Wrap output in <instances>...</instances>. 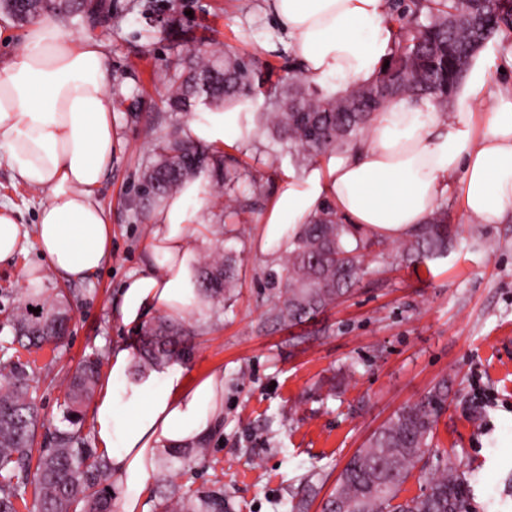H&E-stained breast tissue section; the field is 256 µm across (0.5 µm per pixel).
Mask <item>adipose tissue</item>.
Segmentation results:
<instances>
[{
  "label": "adipose tissue",
  "mask_w": 512,
  "mask_h": 512,
  "mask_svg": "<svg viewBox=\"0 0 512 512\" xmlns=\"http://www.w3.org/2000/svg\"><path fill=\"white\" fill-rule=\"evenodd\" d=\"M266 8L304 74L336 94L369 81L392 46L391 0H266ZM488 79L483 59L475 58L455 112L442 115L426 100H394L351 151L288 175L259 218V251L269 252L327 205L376 236L405 239L432 215L452 178L466 216L503 223L512 212V96L484 105L473 124ZM184 134L216 150L248 143L250 105L199 113ZM113 153L102 46L73 39L46 19L31 24L22 48L0 62V158L47 197L34 232L40 260L25 269L28 285H39L45 267L76 282L108 261L109 222L95 192ZM207 195L200 176L152 210L142 266L119 290L124 326H142L153 311L184 319L207 310L199 277L210 243ZM132 362L125 344L111 345L92 406L109 480L120 490L119 512H143L161 456L206 443L224 421L223 370L189 382L178 363L135 375Z\"/></svg>",
  "instance_id": "obj_1"
}]
</instances>
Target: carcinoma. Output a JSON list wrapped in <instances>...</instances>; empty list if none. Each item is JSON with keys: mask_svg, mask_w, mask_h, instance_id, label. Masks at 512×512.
<instances>
[{"mask_svg": "<svg viewBox=\"0 0 512 512\" xmlns=\"http://www.w3.org/2000/svg\"><path fill=\"white\" fill-rule=\"evenodd\" d=\"M0 9L24 25L46 16L76 15L89 24L112 19L111 0H29L17 5L0 0ZM391 19L397 24L387 59L374 77L342 95L312 91L297 60H288L287 75L274 88L269 73L235 52L202 58L189 55L167 79L172 86L169 107L191 111L200 100L222 104L268 95V123L279 143L302 165L339 151L363 137L388 103L400 97L427 99L445 110L463 83L472 58L497 33L512 32V0H393ZM153 161L145 168L161 183V191L141 182V199L156 201L180 187L188 176L207 174L224 183L233 196L246 181L224 154L189 141L174 128L156 136ZM453 240L447 211H435L401 245L405 261L448 253ZM377 245L382 241L373 242ZM334 208H322L288 240L283 266L282 300L270 311L276 322L299 325L350 292L363 273V251L371 244ZM238 272L230 257L204 263L201 288L213 304L226 307L234 298ZM24 304L5 314L12 335L0 338V512H113L105 452L93 446L85 428L86 413L103 380L104 355L95 350L80 360L69 376L62 413L68 428L55 430L51 446L38 444L40 422L33 392L40 382L35 362L22 360L20 350L59 347L70 320L63 302L46 303L27 289ZM40 309L34 313L28 307ZM194 331L166 317L145 328L138 368L159 367L190 355ZM448 402L441 382L424 398L396 411L350 458L323 512H463L469 483L447 464L431 476L421 472V494L399 500L402 486L431 448L438 417ZM205 445L166 454V463L198 464ZM224 487L161 492L151 500L152 512H225Z\"/></svg>", "mask_w": 512, "mask_h": 512, "instance_id": "carcinoma-1", "label": "carcinoma"}]
</instances>
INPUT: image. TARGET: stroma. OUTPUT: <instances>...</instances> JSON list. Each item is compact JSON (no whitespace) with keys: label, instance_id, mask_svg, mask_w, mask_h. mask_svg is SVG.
Instances as JSON below:
<instances>
[{"label":"stroma","instance_id":"35a3bbf8","mask_svg":"<svg viewBox=\"0 0 512 512\" xmlns=\"http://www.w3.org/2000/svg\"><path fill=\"white\" fill-rule=\"evenodd\" d=\"M117 22L63 25L71 37L100 42L115 102L112 165L97 199L108 216L110 261L84 281L46 272L44 296L65 292L69 331L58 352H38L51 367L36 393L40 416L55 428L62 418L65 374L93 350L123 342L135 347L138 331L121 324L115 300L140 267L150 216L139 200V178L161 131L182 127L189 114L170 111L164 74L204 46L255 59L272 78L288 64L286 37L275 30L263 0H117ZM496 35L487 45L492 80L484 98L512 88V50ZM255 136L224 147L239 167L257 177L264 196L244 206L234 232L224 224L223 184H211L207 206L212 252L234 254L237 299L192 316L197 329L184 360L186 379L224 371V422L202 465H173L169 484L196 488L220 483L229 512H291V490L317 476L319 502L372 432L399 408L421 400L440 380L448 402L440 415L426 469L454 464L476 477L468 512H512V217L480 224L459 209L455 190L438 207L457 229L447 256L403 262L398 244L384 242L364 254V273L350 294L303 324L288 327L269 313L282 290L283 248L260 253L258 216L287 174H302L264 125L265 96L251 99ZM43 196L0 163V201L19 220L21 249L0 264V305L23 299L24 270L37 262L32 247L36 209Z\"/></svg>","mask_w":512,"mask_h":512}]
</instances>
